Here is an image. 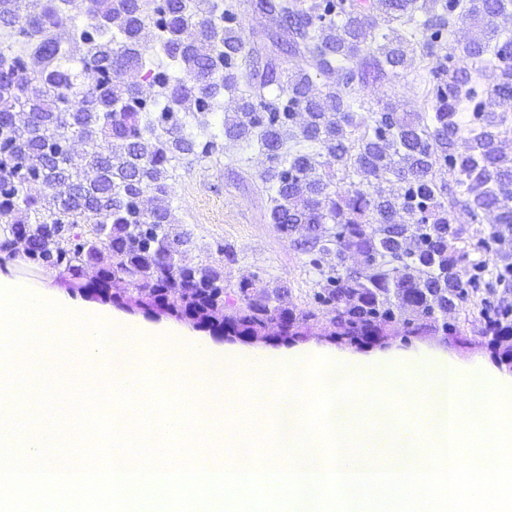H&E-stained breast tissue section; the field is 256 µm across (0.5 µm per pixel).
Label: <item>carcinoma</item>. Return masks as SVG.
Instances as JSON below:
<instances>
[{
	"label": "carcinoma",
	"instance_id": "1",
	"mask_svg": "<svg viewBox=\"0 0 512 512\" xmlns=\"http://www.w3.org/2000/svg\"><path fill=\"white\" fill-rule=\"evenodd\" d=\"M415 3L313 0L304 9L279 0L280 14L295 19L288 45L299 63L284 70L272 102L236 96L244 39L236 14L214 15L209 0H150L136 18L133 0H90L107 22L81 27L61 0H0V28L26 47L0 57L29 75L11 87L0 71V251L23 238L40 267L75 278L97 267L95 280L73 284L87 297L119 303L112 283L125 282L146 305L215 333L253 340L276 325L286 338L301 335L314 312L288 307V289L252 277L228 290L224 266L182 263L191 235L171 233L172 160L217 149L186 132L182 115L218 111L226 91L235 105L224 135H257L271 223L325 277L315 300L332 313L331 335L384 343L399 325L412 336L458 335L448 309L481 283L456 246L464 220L493 216L486 248L512 242V152L503 148L512 116L485 107L512 99V36L496 23L508 0H429L422 19ZM465 20L474 34L454 48L449 37ZM68 28L74 38L63 44L56 33ZM158 43L165 68L146 61ZM417 53L436 60L427 111L375 109L352 96ZM484 61L496 71L490 84L473 72ZM314 71L337 76L322 96L311 90ZM286 138L307 149L283 152ZM354 175L391 188L368 192ZM298 224L310 239L293 238ZM354 251L364 266L350 273L345 256ZM484 320L482 336L511 365L512 322L491 307Z\"/></svg>",
	"mask_w": 512,
	"mask_h": 512
}]
</instances>
